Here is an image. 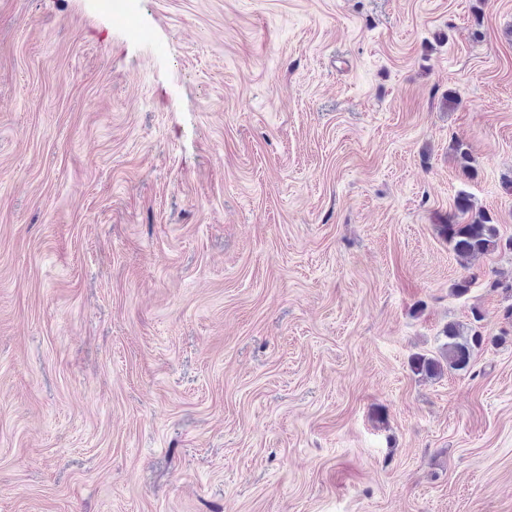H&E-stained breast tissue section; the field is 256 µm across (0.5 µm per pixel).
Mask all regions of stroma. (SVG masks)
Returning a JSON list of instances; mask_svg holds the SVG:
<instances>
[{
	"label": "stroma",
	"mask_w": 512,
	"mask_h": 512,
	"mask_svg": "<svg viewBox=\"0 0 512 512\" xmlns=\"http://www.w3.org/2000/svg\"><path fill=\"white\" fill-rule=\"evenodd\" d=\"M511 179L512 0H0V512H512ZM449 153L460 169V172L470 180L477 178L478 168L468 145L460 139H453L448 146ZM437 232L464 268L475 256L512 248V238L504 242L500 234L496 215L477 207L465 191L456 196L454 209L448 213V223L438 225ZM484 316L479 308H472L471 321L464 326L448 323L443 330L444 342L435 355L416 354L411 359L412 371L428 379L442 377L445 372H467L476 351L482 348L486 338L479 330Z\"/></svg>",
	"instance_id": "stroma-1"
}]
</instances>
